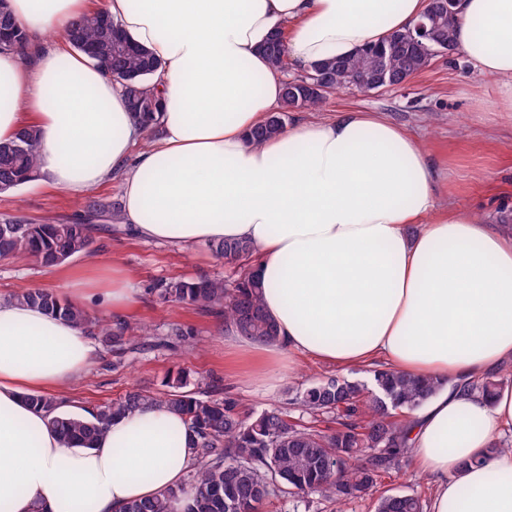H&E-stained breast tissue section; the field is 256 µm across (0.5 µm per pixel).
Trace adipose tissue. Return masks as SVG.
Here are the masks:
<instances>
[{"label": "adipose tissue", "instance_id": "1", "mask_svg": "<svg viewBox=\"0 0 512 512\" xmlns=\"http://www.w3.org/2000/svg\"><path fill=\"white\" fill-rule=\"evenodd\" d=\"M87 2L8 0L29 48L0 52V142L35 125L40 176L77 196L120 176L121 233L181 250L252 243L279 340L227 337L249 378L308 358L440 379L410 418L430 512H512V450L491 448L512 433V387L489 399L470 388L512 362V232L442 202L420 142L383 115L342 112L248 140L281 103L283 76L263 48L282 27L306 68L407 29L425 0H106L162 61L154 140L120 86L67 40ZM457 5L456 42L493 80V111L512 112V0ZM66 288L116 315L136 302L117 266ZM95 359L68 320L0 297V512H121L184 484L195 438L166 407L115 418L89 449L62 444L30 404Z\"/></svg>", "mask_w": 512, "mask_h": 512}]
</instances>
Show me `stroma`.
Instances as JSON below:
<instances>
[{"label":"stroma","instance_id":"obj_1","mask_svg":"<svg viewBox=\"0 0 512 512\" xmlns=\"http://www.w3.org/2000/svg\"><path fill=\"white\" fill-rule=\"evenodd\" d=\"M494 92V85L473 69L461 51L436 57L400 88L335 92L307 117L320 120L349 110L383 114L415 134L435 165L447 171L448 199L458 211L512 228V113L488 109L487 101ZM120 196V186L114 180L85 196L36 180L0 192V219L37 223L49 217L71 223L83 216L87 198L109 203ZM97 247L94 257H76L56 267L0 258V295L4 297L30 288L64 292L67 280L97 265L115 263L134 276L138 302L124 318L150 328L149 345L120 354L98 347L91 370L58 394V401L67 409L79 412L135 388L160 390L167 377L178 371L191 389L235 397L242 412L286 409L292 392L334 375L333 367L306 360L299 369L284 372L267 386H256L224 348L227 330L221 314L157 300L153 289L165 280L220 275L231 281L237 277L238 264L218 260L207 245L180 250L135 236L105 235ZM175 325L191 329L192 335L170 345L167 334ZM376 490L415 494L425 501L430 498L428 477L411 462L382 474Z\"/></svg>","mask_w":512,"mask_h":512}]
</instances>
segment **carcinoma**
<instances>
[{"label":"carcinoma","instance_id":"carcinoma-1","mask_svg":"<svg viewBox=\"0 0 512 512\" xmlns=\"http://www.w3.org/2000/svg\"><path fill=\"white\" fill-rule=\"evenodd\" d=\"M421 20L431 32L421 44L414 41L415 31L409 28L348 58L315 63L306 75L285 78L279 111L258 126L249 140L260 143L283 131L290 112L320 108L330 95L326 86L337 92L354 88L367 77L380 79L383 86L404 85L426 69L436 54L457 49L453 39L456 4L434 0ZM1 23L13 28V41L5 49L24 51L26 35L16 25L6 0H0ZM68 40L79 50L98 47L95 60L120 83L135 119L146 128L157 126L161 100L153 79L162 63L149 49L99 13L77 19ZM265 53L276 70L288 71L287 33H276ZM38 145L39 131L32 126L0 143L1 190H14L33 180L38 172ZM95 243L93 225L87 222L0 221L1 258H31L44 267H54L78 256L94 255ZM208 248L229 262L246 260L253 251L245 240L213 241ZM159 297L215 310L238 335L262 345L278 342L276 324L262 306L261 282L246 266L231 284L221 277L172 280L159 288ZM12 299L64 317L88 333L98 332L102 343L114 352L150 335L147 328L120 319L111 323L95 320L52 290L28 289ZM371 381L369 387L360 380L329 376L296 392L293 403L302 412L336 423L326 429L304 425L278 408L245 414L231 397L187 389L181 376L167 382L162 392L130 391L85 415L63 410L61 402L48 393L30 395L28 401L46 414L60 438L86 448L94 446L112 418L146 406L163 405L187 420L197 451L186 482L158 497L132 502L122 512H172L176 501L182 504V512H259L273 497L305 492L319 493L338 505L360 498L376 487L381 473L408 459L409 414L435 395L442 382L415 379L390 369L374 371ZM376 512H424V504L413 494L389 493L378 498Z\"/></svg>","mask_w":512,"mask_h":512}]
</instances>
